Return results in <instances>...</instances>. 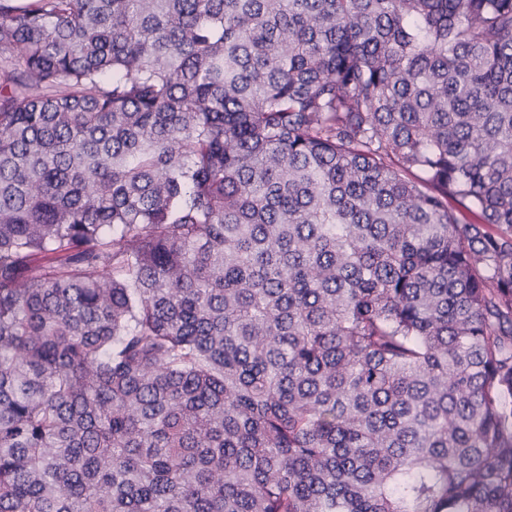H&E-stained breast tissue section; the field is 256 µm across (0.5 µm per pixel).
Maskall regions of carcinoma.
I'll return each instance as SVG.
<instances>
[{
  "label": "carcinoma",
  "mask_w": 512,
  "mask_h": 512,
  "mask_svg": "<svg viewBox=\"0 0 512 512\" xmlns=\"http://www.w3.org/2000/svg\"><path fill=\"white\" fill-rule=\"evenodd\" d=\"M0 512H512V0H0Z\"/></svg>",
  "instance_id": "carcinoma-1"
}]
</instances>
